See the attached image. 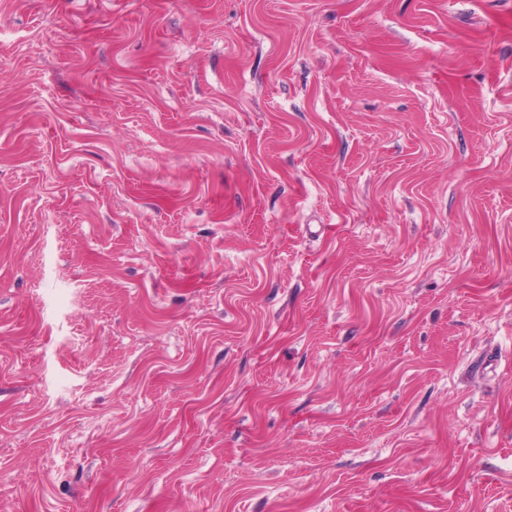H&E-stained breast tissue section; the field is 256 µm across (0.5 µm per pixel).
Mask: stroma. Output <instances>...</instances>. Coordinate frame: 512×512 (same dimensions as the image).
I'll return each mask as SVG.
<instances>
[{
	"label": "stroma",
	"mask_w": 512,
	"mask_h": 512,
	"mask_svg": "<svg viewBox=\"0 0 512 512\" xmlns=\"http://www.w3.org/2000/svg\"><path fill=\"white\" fill-rule=\"evenodd\" d=\"M0 512H512V0H0Z\"/></svg>",
	"instance_id": "1"
}]
</instances>
